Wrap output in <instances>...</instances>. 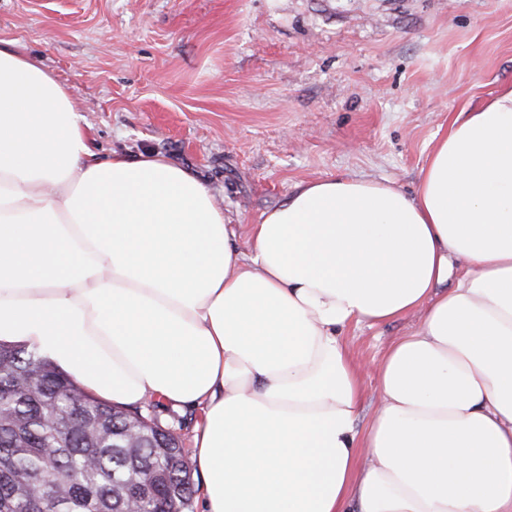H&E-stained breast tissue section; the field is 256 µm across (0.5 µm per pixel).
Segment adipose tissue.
<instances>
[{
  "instance_id": "ef3b65f1",
  "label": "adipose tissue",
  "mask_w": 512,
  "mask_h": 512,
  "mask_svg": "<svg viewBox=\"0 0 512 512\" xmlns=\"http://www.w3.org/2000/svg\"><path fill=\"white\" fill-rule=\"evenodd\" d=\"M237 234L165 156L99 157L67 87L0 47V343L199 410L205 512H512V85L414 194L331 176ZM410 315L359 431L341 333Z\"/></svg>"
}]
</instances>
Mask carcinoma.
Wrapping results in <instances>:
<instances>
[{"label":"carcinoma","instance_id":"carcinoma-1","mask_svg":"<svg viewBox=\"0 0 512 512\" xmlns=\"http://www.w3.org/2000/svg\"><path fill=\"white\" fill-rule=\"evenodd\" d=\"M51 416L69 420L64 433ZM185 457L139 408L86 394L34 348L0 344V512H188Z\"/></svg>","mask_w":512,"mask_h":512}]
</instances>
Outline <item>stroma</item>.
I'll return each instance as SVG.
<instances>
[{"label":"stroma","mask_w":512,"mask_h":512,"mask_svg":"<svg viewBox=\"0 0 512 512\" xmlns=\"http://www.w3.org/2000/svg\"><path fill=\"white\" fill-rule=\"evenodd\" d=\"M0 46L66 85L96 151L151 150L251 224L329 176L413 192L437 137L512 84V0H0ZM350 328L369 367L414 324Z\"/></svg>","instance_id":"stroma-1"}]
</instances>
